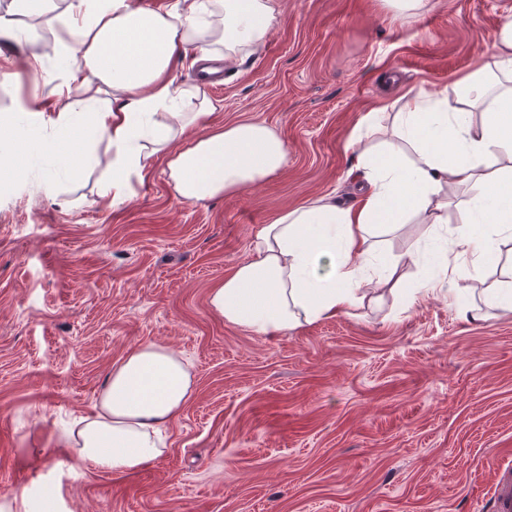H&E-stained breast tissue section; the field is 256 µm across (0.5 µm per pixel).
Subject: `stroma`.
<instances>
[{
    "instance_id": "1",
    "label": "stroma",
    "mask_w": 512,
    "mask_h": 512,
    "mask_svg": "<svg viewBox=\"0 0 512 512\" xmlns=\"http://www.w3.org/2000/svg\"><path fill=\"white\" fill-rule=\"evenodd\" d=\"M512 0H427L398 18L381 0H284L257 54L205 85L212 123L261 122L288 148L261 183L181 200L156 162L122 203L100 202L110 169H59L61 198L0 157V499L30 512H489L512 465V312L482 302L512 286V238L479 274L417 293L428 258L394 291L348 315L277 336L208 307L222 278L283 210L360 194L349 175L362 115L423 86L438 92L489 54ZM51 86L0 76V137L20 100ZM482 303L468 321L453 298ZM147 343L191 364L192 393L165 453L133 472L100 471L60 440L113 364Z\"/></svg>"
}]
</instances>
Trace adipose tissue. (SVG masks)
<instances>
[{
    "mask_svg": "<svg viewBox=\"0 0 512 512\" xmlns=\"http://www.w3.org/2000/svg\"><path fill=\"white\" fill-rule=\"evenodd\" d=\"M282 17V0H8L0 38L26 37L22 68L49 83L62 103L51 119L46 151L71 170L97 162L105 140L112 176L100 198L128 199L156 159L177 195L197 202L249 188L279 171L288 150L259 122L213 127L214 105L199 88L176 84L174 63L191 49L231 65L256 53ZM455 96L425 88L393 101L391 136L364 147L366 189L356 205L320 198L283 211L253 241L254 258L211 288L210 310L225 323L277 335L351 313L364 283L388 269L376 236L421 217L448 221V186L470 183L477 225L455 249L435 254L441 280L479 272L498 237L512 235V206L487 207L492 186L512 184V18L499 26L488 61L459 77ZM483 112L480 123L471 115ZM205 133L182 148L192 128ZM188 362L148 343L113 365L92 410L75 417L63 440L77 460L103 471H130L163 455V431L189 398Z\"/></svg>",
    "mask_w": 512,
    "mask_h": 512,
    "instance_id": "obj_1",
    "label": "adipose tissue"
}]
</instances>
